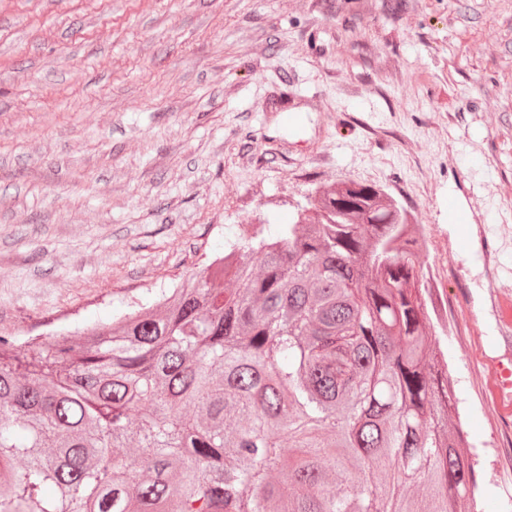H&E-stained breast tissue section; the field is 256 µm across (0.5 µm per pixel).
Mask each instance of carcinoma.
Masks as SVG:
<instances>
[{"mask_svg":"<svg viewBox=\"0 0 512 512\" xmlns=\"http://www.w3.org/2000/svg\"><path fill=\"white\" fill-rule=\"evenodd\" d=\"M424 249L338 181L150 309L0 336V512H478Z\"/></svg>","mask_w":512,"mask_h":512,"instance_id":"obj_1","label":"carcinoma"}]
</instances>
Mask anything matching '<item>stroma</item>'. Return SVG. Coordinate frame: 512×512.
<instances>
[{
  "label": "stroma",
  "mask_w": 512,
  "mask_h": 512,
  "mask_svg": "<svg viewBox=\"0 0 512 512\" xmlns=\"http://www.w3.org/2000/svg\"><path fill=\"white\" fill-rule=\"evenodd\" d=\"M340 180L384 186L448 257L452 420L503 512L512 0H0V336L152 305Z\"/></svg>",
  "instance_id": "stroma-1"
}]
</instances>
